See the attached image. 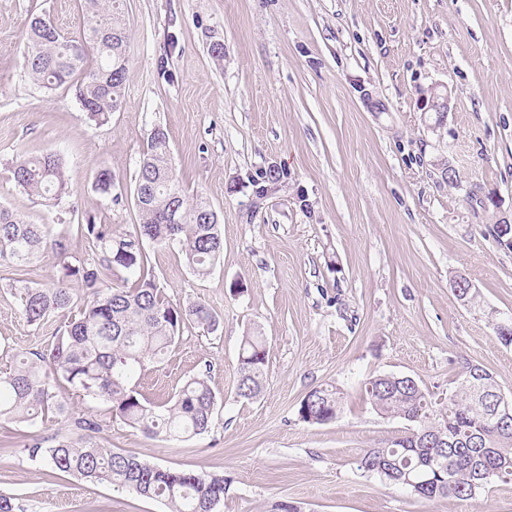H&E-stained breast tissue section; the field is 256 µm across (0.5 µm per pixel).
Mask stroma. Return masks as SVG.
<instances>
[{
	"mask_svg": "<svg viewBox=\"0 0 512 512\" xmlns=\"http://www.w3.org/2000/svg\"><path fill=\"white\" fill-rule=\"evenodd\" d=\"M130 35L124 104L91 122L75 86L34 84L23 66L32 16L82 33L84 0H0V205L51 232L70 256L94 247L77 227L114 236L140 222L135 175L154 128L189 200L219 216L223 253L198 277L180 247L144 242L174 304H206L217 332L184 333L139 380L156 402L206 375L223 406L211 429L180 441L142 433L106 404L59 394L72 417L96 411L94 438L163 467L225 476L217 512H512V481L475 498L432 500L359 470L364 449L402 436L377 415L367 379L409 376L447 397L467 363L512 397V345L487 312L512 317V250L485 236L512 223V0H122ZM224 46L214 58L212 43ZM449 94L443 122L423 110ZM61 154L69 195L48 206L18 187L19 156ZM457 171L448 183L445 167ZM115 186L105 194L96 173ZM278 170L265 196L254 183ZM465 276L482 311L452 282ZM22 285L0 266V369L14 354L49 351L54 317L27 322ZM266 339L263 388L236 396L242 337ZM331 383L343 409L317 425L298 415L312 388ZM68 438L70 423L0 421V493L21 512H169L164 503L30 462L32 435Z\"/></svg>",
	"mask_w": 512,
	"mask_h": 512,
	"instance_id": "stroma-1",
	"label": "stroma"
}]
</instances>
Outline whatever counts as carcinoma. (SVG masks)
Listing matches in <instances>:
<instances>
[{
	"mask_svg": "<svg viewBox=\"0 0 512 512\" xmlns=\"http://www.w3.org/2000/svg\"><path fill=\"white\" fill-rule=\"evenodd\" d=\"M87 25L79 38L64 36L51 17L31 19L26 73L40 87L83 79L78 98L89 120L109 122L124 99L128 78L129 34L119 0H85ZM24 191L51 205L69 193L62 158L52 152L20 158L11 171ZM134 202L141 222L128 237L112 235V226L90 219L81 231L96 250L88 262L68 260L66 237L49 238L40 224H30L0 206V265L25 271L51 250L59 275L47 288H23L21 302L28 322L48 323L60 312L71 318L58 328L49 353L25 352L0 372V420L30 426L68 417L58 390L67 386L77 397L110 405L124 422L153 437L169 440L207 432L217 401L205 375L188 381L170 400L154 403L137 389L135 377L149 363L165 359L184 332L219 329V320L204 304L176 306L158 286L142 241L178 245L199 277L210 273L223 251L220 222L204 201L188 203L170 158L167 133L150 134L135 182ZM176 206L180 221L169 220ZM120 268L122 284H106L107 272ZM266 343L247 333L238 352L237 397L256 398L262 390ZM498 384L485 368L466 364L444 402L409 376L379 375L364 392L372 409L385 418L408 423L403 436L385 448H371L359 459L363 471L432 500L453 496L472 499L497 481L512 479V419L492 418V392ZM343 392L332 384L313 388L300 403L301 419L312 424L336 420ZM77 437L46 444L34 437L25 444L29 458L53 470L130 489L165 502L171 512H215L224 501L222 475L173 471L151 465L133 452H115L92 440L100 430L97 414L74 419Z\"/></svg>",
	"mask_w": 512,
	"mask_h": 512,
	"instance_id": "1",
	"label": "carcinoma"
}]
</instances>
